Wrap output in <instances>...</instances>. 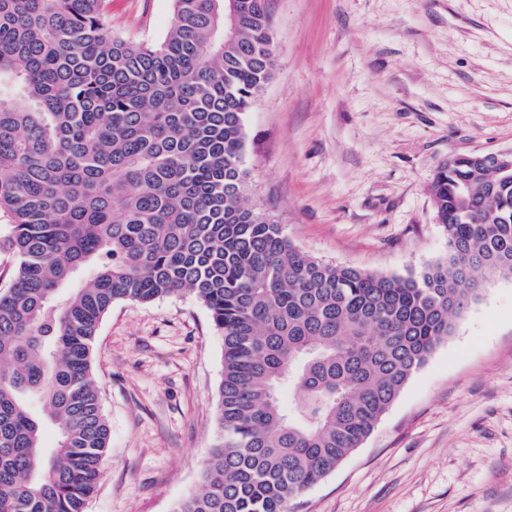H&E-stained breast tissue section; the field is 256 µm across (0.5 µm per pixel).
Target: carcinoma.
Instances as JSON below:
<instances>
[{"mask_svg": "<svg viewBox=\"0 0 512 512\" xmlns=\"http://www.w3.org/2000/svg\"><path fill=\"white\" fill-rule=\"evenodd\" d=\"M105 2L0 0V512H85L109 443L98 326L171 295L224 343L219 442L177 512H292L485 279L512 276V180L441 162L448 254L417 275L324 264L244 202V117L276 69L267 0H174L157 45L115 35ZM9 235V226L3 221L0 223V289L9 283V276L14 264L12 253L5 247L4 240Z\"/></svg>", "mask_w": 512, "mask_h": 512, "instance_id": "obj_1", "label": "carcinoma"}]
</instances>
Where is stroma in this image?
Masks as SVG:
<instances>
[{
	"label": "stroma",
	"instance_id": "obj_1",
	"mask_svg": "<svg viewBox=\"0 0 512 512\" xmlns=\"http://www.w3.org/2000/svg\"><path fill=\"white\" fill-rule=\"evenodd\" d=\"M277 70L244 118L249 205L317 260L444 259L449 156L512 149V0H270ZM174 0H108L160 43ZM93 372L110 429L87 512H177L216 442L224 345L191 296L118 301ZM293 512H512V277L491 276L371 434Z\"/></svg>",
	"mask_w": 512,
	"mask_h": 512
}]
</instances>
